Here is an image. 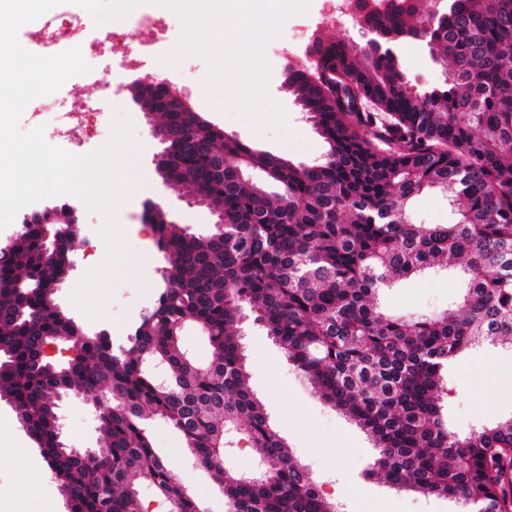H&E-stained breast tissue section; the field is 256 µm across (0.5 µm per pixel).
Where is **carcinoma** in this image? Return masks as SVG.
I'll use <instances>...</instances> for the list:
<instances>
[{"mask_svg":"<svg viewBox=\"0 0 512 512\" xmlns=\"http://www.w3.org/2000/svg\"><path fill=\"white\" fill-rule=\"evenodd\" d=\"M431 7L390 0L363 17L386 35L382 46L354 52L343 38L320 41L309 62L286 67L288 91L312 106L328 144L318 164L256 152L197 112L163 113L185 141L167 175L223 206L224 226L194 235L153 224L167 265L126 343L94 335L52 302L74 239L51 261L43 225L23 221L0 246V398L68 492L67 512H147L143 485L175 512H203L155 448L151 419L181 436L228 512H341L248 387V312L315 393L374 438L366 477L455 500L462 512H512V415L460 435L442 404L448 367L465 350L512 349V0L490 11L453 0L429 40L465 69L420 98L389 48ZM250 169L278 186L276 199ZM425 190L459 202L458 219L418 222L410 201ZM438 267L464 279L463 313L450 305L405 318L379 306L385 291ZM188 323L208 338L204 367L181 345ZM55 342L71 352L61 363L45 355ZM65 394L99 403L95 457L64 442ZM232 432L263 475L226 465Z\"/></svg>","mask_w":512,"mask_h":512,"instance_id":"obj_1","label":"carcinoma"}]
</instances>
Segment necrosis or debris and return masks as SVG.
<instances>
[{
    "label": "necrosis or debris",
    "mask_w": 512,
    "mask_h": 512,
    "mask_svg": "<svg viewBox=\"0 0 512 512\" xmlns=\"http://www.w3.org/2000/svg\"><path fill=\"white\" fill-rule=\"evenodd\" d=\"M167 30L165 17L150 9L126 19L124 32H110L102 38L87 33L78 23L76 15L62 8L52 11L46 20L33 25L28 33L29 40L43 50L80 48L84 60L92 65L85 78L99 88V94L88 112H61L57 115L54 136L68 144L72 154L83 152L74 133L84 125L87 114L103 117L112 112L121 100L126 72L140 67L143 58L152 54L164 40ZM103 43L109 46L112 58L118 62L117 67L95 65L99 46Z\"/></svg>",
    "instance_id": "obj_1"
}]
</instances>
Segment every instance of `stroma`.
<instances>
[{"label": "stroma", "instance_id": "1", "mask_svg": "<svg viewBox=\"0 0 512 512\" xmlns=\"http://www.w3.org/2000/svg\"><path fill=\"white\" fill-rule=\"evenodd\" d=\"M169 20L166 41L145 61L140 72L181 85H197L207 72V64L197 56L177 66L171 63L170 54L182 25L177 15H170ZM395 53L411 93L422 95L445 86L451 65L433 63L426 51L412 43L399 45ZM268 62V91L286 110L289 127L296 135L294 141H281L273 130L255 133L249 123L211 108L200 90L192 98L195 111L256 151L296 165L322 160L327 152L325 140L289 93L279 60L272 56ZM121 106L132 123L135 147L129 155L128 171L138 188L121 207L118 218L125 232L126 254L138 257L139 262L133 267L124 263L117 267L107 319L88 321L71 304L69 296L84 274L104 260L106 246L95 229L96 224L102 223V215L91 210L84 212V228L73 249L76 267L55 296L60 308L78 323H90L111 335L125 337L154 305L160 270L165 265L163 253L154 245L151 227L143 220V201H159L169 210L172 221L193 233L206 232L214 217L206 207L193 204L190 187H167L157 174L155 160L162 149L158 136L161 117L146 115L129 88L123 92ZM461 295L462 284L457 276L430 271L386 291L380 303L388 313L416 316L443 310L449 300ZM244 330L251 391L262 401L270 422L295 456L309 468L323 491H334L346 512H459V504L446 498L404 494L384 481L363 479L362 473L375 451L373 438L321 400L259 324L246 321ZM492 364L503 374L512 373V352L488 345L476 347L449 369L448 423L458 433L512 414V390L499 388L490 378L488 367ZM60 419L68 447H98L97 414L92 404L77 396L69 397L60 404ZM0 426L11 429L19 444L15 450L0 448V512H66L57 480L11 404L3 398ZM150 428L156 448L166 457L180 484L192 490L202 512H227L221 488L184 452L180 436L159 420L152 421Z\"/></svg>", "mask_w": 512, "mask_h": 512}]
</instances>
